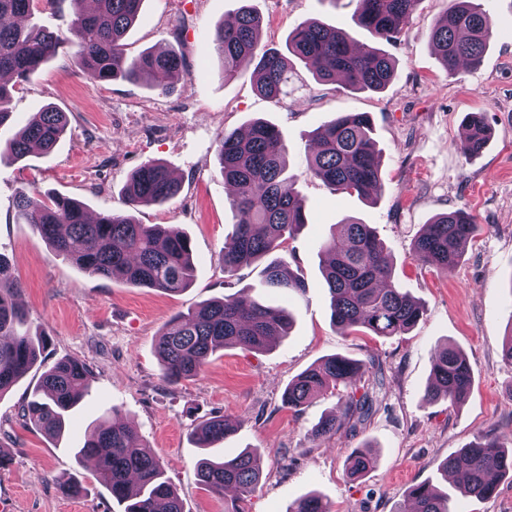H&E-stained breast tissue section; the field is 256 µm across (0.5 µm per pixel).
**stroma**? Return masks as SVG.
Instances as JSON below:
<instances>
[{
    "label": "stroma",
    "mask_w": 512,
    "mask_h": 512,
    "mask_svg": "<svg viewBox=\"0 0 512 512\" xmlns=\"http://www.w3.org/2000/svg\"><path fill=\"white\" fill-rule=\"evenodd\" d=\"M479 2L495 23L489 48L478 68L451 72L430 41L450 0H418L394 42L355 26V0H144L125 37L126 53H181L190 74L173 91L163 92L154 81L92 83L72 55L62 53L14 92L0 144L50 104L66 113L69 125L51 153L0 163V254L12 265L29 326L50 338L38 363L0 396V448L11 456L0 468L6 512H119L92 463L74 459L87 428L103 424L116 409L163 463L184 512H224L223 498L199 482L196 463L203 452L190 440L192 428L215 414L241 423L215 453L232 457L254 448L261 455L262 479L245 512H288L293 500L311 492L332 512H394L411 486L426 481L448 493L454 512H512L511 479H500L496 495L478 501L462 497L455 481L438 471L441 461L478 435L512 437V364L501 354L512 329V0ZM244 6L261 17L262 43L284 48L297 24L319 19L347 30L362 47L390 54L397 74L382 92H355L319 82L299 64L288 97L264 98L252 66L225 80L214 47L216 25ZM340 112H366L373 119L383 179L376 201L336 194L305 173L310 134ZM473 112L492 135L480 155L467 159L458 145L463 121ZM257 119L280 129L287 171L296 175L306 203L308 222L285 253L306 288L287 298L262 287L258 267L228 279L220 261L236 218L218 142L224 130L244 129ZM150 160L165 163L181 190L165 205L140 207L135 217L190 239L196 277L180 293L89 275L56 256L38 229L17 215L15 198L23 188L78 200L94 215L122 209L129 175ZM459 207L470 211L479 231L457 267L445 273L418 263L414 237L433 216ZM348 217L375 228L393 261L396 285L423 304L424 315L409 333L343 334L332 325L319 246ZM238 291L264 305L287 306L290 335L263 352L225 347L200 376L164 381L155 351L164 324ZM447 344L466 354L471 392L459 405L423 404L434 355ZM334 354L363 362L365 375L323 392L300 412L284 408L288 383ZM61 359L84 363L91 377L54 441L21 414L43 372ZM352 397L365 399V406L349 410ZM330 414L337 417L336 433L312 438L311 429ZM367 446L378 452L374 467L348 477L349 456ZM71 478L82 494L61 492L60 481Z\"/></svg>",
    "instance_id": "obj_1"
}]
</instances>
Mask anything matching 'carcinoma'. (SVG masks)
Here are the masks:
<instances>
[{
	"label": "carcinoma",
	"mask_w": 512,
	"mask_h": 512,
	"mask_svg": "<svg viewBox=\"0 0 512 512\" xmlns=\"http://www.w3.org/2000/svg\"><path fill=\"white\" fill-rule=\"evenodd\" d=\"M35 0H0V126L11 117L8 104L16 86L30 80L42 65L67 50L86 77L96 84L114 80L139 81L162 74L169 79L163 90L187 76L185 60L173 50H147L134 58L126 55L123 39L138 20L144 0H96L88 12L83 0L67 31L25 25ZM418 0H357L356 26L387 42L404 33ZM494 22L476 0H452L447 15L433 27L431 42L438 60L448 70L476 67L482 62ZM261 20L248 7L238 12L234 26L216 25L214 43L223 64L224 80L233 79L245 62L255 63L257 91L267 98L288 95L291 64L275 48L260 45ZM352 37L339 27L318 20L298 24L288 34L286 49L322 82L343 78L352 91L379 92L396 76V61L380 49L354 52ZM467 134L459 146L466 158L479 155L491 137L490 128L476 115L465 118ZM66 113L47 106L34 113L11 140L0 161L26 157L33 147L51 152L67 132ZM306 173L338 194L370 199L381 184L379 152L367 112H345L321 125L311 139ZM288 148L272 124L254 121L248 134L226 130L219 140L224 182L233 185L232 207L237 224L224 241L221 260L231 278L251 265L262 266L267 287L285 295L303 291L305 283L282 256L286 243L306 224L305 202L295 188L296 177L286 174ZM180 191L169 168L157 161L141 164L124 189L123 211H111L88 221L79 201L63 196L43 197L33 191L18 192V215L39 230L53 253L71 260L85 272L110 278L120 274L138 288L169 293L187 289L194 280L189 239L160 224H141L131 211L139 206H162ZM340 233L324 240L320 253L329 256L322 274L330 296L331 321L346 333L363 328L374 336L407 333L423 316V307L396 286L389 257L370 225L344 219ZM477 231L473 215L458 208L436 216L414 240L417 261L442 272L459 262L466 243ZM18 291L9 264L0 257V395L13 387L38 361L47 335L24 330L26 314L15 303ZM292 327L288 308L262 305L242 294H230L178 314L163 327L156 341L163 379L176 384L200 375L210 356L229 344L263 351L287 336ZM365 372V365L343 356L322 358L288 385L283 403L298 411L322 390L348 385ZM473 384L465 353L453 345L438 350L433 359L432 382L423 401H463ZM89 370L73 360H60L47 369L33 398L22 409L25 422L48 437L60 435L65 417L88 392ZM239 423L214 415L196 426L191 439L197 448H212L235 434ZM77 459H92L96 476L122 506L121 512H183L182 503L166 471L150 446L129 427L117 408L112 424L88 429ZM375 464L370 448L352 453L347 473L358 477ZM201 484L221 495L226 486L238 496L224 512H243L240 502L258 487L262 470L259 454L250 448L223 461L202 459L197 465ZM443 473L463 475L460 492L487 500L496 493L491 476L512 473V448L495 436H479L443 460ZM448 493L419 483L396 512H451ZM288 512H331L316 494L294 500Z\"/></svg>",
	"instance_id": "cac0c4a2"
}]
</instances>
